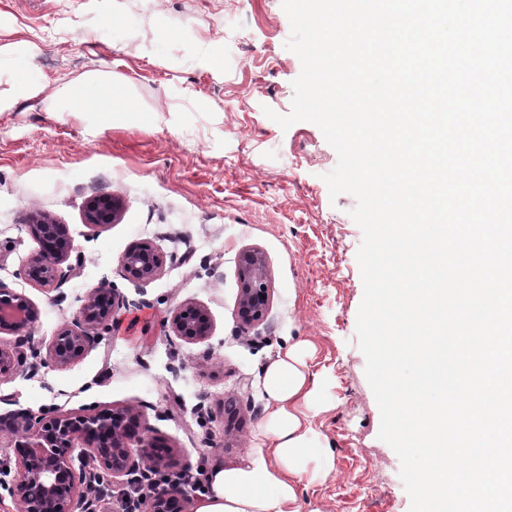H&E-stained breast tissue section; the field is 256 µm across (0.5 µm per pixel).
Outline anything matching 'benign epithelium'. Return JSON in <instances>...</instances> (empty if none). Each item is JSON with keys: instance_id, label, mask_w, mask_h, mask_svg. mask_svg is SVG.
<instances>
[{"instance_id": "benign-epithelium-1", "label": "benign epithelium", "mask_w": 512, "mask_h": 512, "mask_svg": "<svg viewBox=\"0 0 512 512\" xmlns=\"http://www.w3.org/2000/svg\"><path fill=\"white\" fill-rule=\"evenodd\" d=\"M123 204L119 196L101 193L93 196L84 211V223L115 224ZM27 228L41 244L38 254L23 267L25 279L57 291L61 302L66 283L80 256L67 225L52 217L34 213ZM128 277L150 282L164 266L163 255L150 243L128 250L121 258ZM240 291L234 317L239 331L247 334L261 324L270 306V288L264 257L246 251L239 259ZM124 301L107 281L100 282L85 296L72 319L65 322L49 345L45 362L66 366L100 343L109 332ZM36 321L32 303L22 294L0 285V333L18 337L16 346H0V375L9 374L37 355L31 346ZM208 310L200 305L177 309L171 317L174 335L202 342L211 334ZM15 437L14 459L0 462V471L13 468L10 491L21 512H99L98 504L108 489L122 486L120 509L129 498L145 499L149 512H184L189 489L180 485L141 488L142 475L150 469L163 472L174 465L171 445L152 434L143 415L135 408L86 409L78 414H60L43 422L25 410L0 414V432ZM82 467L75 468L74 461Z\"/></svg>"}]
</instances>
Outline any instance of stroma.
<instances>
[{"label": "stroma", "mask_w": 512, "mask_h": 512, "mask_svg": "<svg viewBox=\"0 0 512 512\" xmlns=\"http://www.w3.org/2000/svg\"><path fill=\"white\" fill-rule=\"evenodd\" d=\"M290 37L281 0H0V44H36L45 86L27 97L0 79V95L14 100L0 114V284L35 305L32 338L43 348L101 281L129 302L79 360L0 376V395L37 416L133 407L175 446L177 469L239 466L264 443L265 367L305 337L333 405L315 422L336 457L335 475L301 482L307 512H409L356 342V200L330 198L322 176L338 155L316 125L284 130L264 113L291 111L301 63ZM202 49L223 53V72L197 66ZM90 73L126 84L135 117L111 124L60 111L57 92ZM100 193L122 199L118 223L84 224ZM34 212L68 225L83 255L59 304L16 275L38 249L26 227ZM143 240L165 258L148 283L120 263ZM246 250L266 260L271 306L244 335L234 310ZM186 303L209 310L208 340L171 335ZM229 399L243 423L228 433Z\"/></svg>", "instance_id": "35a3bbf8"}]
</instances>
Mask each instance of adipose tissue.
<instances>
[{"label":"adipose tissue","instance_id":"1","mask_svg":"<svg viewBox=\"0 0 512 512\" xmlns=\"http://www.w3.org/2000/svg\"><path fill=\"white\" fill-rule=\"evenodd\" d=\"M34 46L27 41L0 45V75H9L26 94H34ZM66 111L95 113L106 120L129 112V91L123 83L88 75L62 90ZM316 348L307 339L289 344L265 371L268 414L267 444L244 466L214 467L207 475L208 492L195 512H303L299 482L310 459L315 475H334L336 458L314 421L324 410L323 383L311 361Z\"/></svg>","mask_w":512,"mask_h":512}]
</instances>
